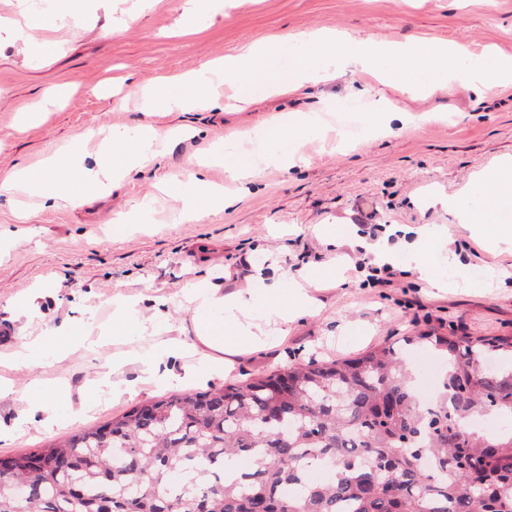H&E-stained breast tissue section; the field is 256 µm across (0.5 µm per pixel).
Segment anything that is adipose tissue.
Listing matches in <instances>:
<instances>
[{"label":"adipose tissue","mask_w":512,"mask_h":512,"mask_svg":"<svg viewBox=\"0 0 512 512\" xmlns=\"http://www.w3.org/2000/svg\"><path fill=\"white\" fill-rule=\"evenodd\" d=\"M338 65L361 71L376 70L377 79L383 85L405 87L424 94L447 87L487 94L512 88V56L471 57L460 44L378 43L321 29L297 40L284 37L249 43L237 54L225 56L212 70L202 69L186 75L180 94H173L165 85L145 89L143 108L148 112H175L199 106L202 103L199 93L213 74L231 81L240 102L250 101L258 90L267 95L286 96L305 85L327 81ZM313 124L311 114L292 112L276 117L271 126L238 131L237 137L261 143L275 142L276 149L268 153V160L291 166L300 161L301 141ZM167 138V133L155 126L142 124L129 134L113 133L105 147L113 169L118 170L150 160L156 146ZM75 166L74 156L56 157L49 160L39 176L23 170L16 172L12 185L48 200H63L74 205L86 192L103 185L96 171L85 175L78 185L55 179L56 170ZM257 296L254 288L231 295L197 290L194 297L199 307L223 310L225 320L232 326L231 332L220 337L201 335L202 344L216 352L235 354L240 342L253 336L251 314L282 326L304 308V299L299 294L286 302L273 293L262 304L258 303Z\"/></svg>","instance_id":"ef3b65f1"}]
</instances>
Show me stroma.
<instances>
[{
    "mask_svg": "<svg viewBox=\"0 0 512 512\" xmlns=\"http://www.w3.org/2000/svg\"><path fill=\"white\" fill-rule=\"evenodd\" d=\"M185 0H52L69 22L29 28L35 0H0V183L26 169L41 174L47 157L79 150L87 169L108 165L102 140L140 124L173 130L160 154L107 182L103 194L76 206L0 190V424L14 436L0 457L96 427L131 406L173 392L206 391L293 362L354 357L415 330L451 336L512 334V250H493L459 225L454 205L476 201L480 177L512 162V100L441 91L417 98L367 84L363 73L337 69L334 80L283 100L258 99L241 112L223 107L146 112L138 92L177 84L189 72L235 54L251 41L329 28L384 42L465 43L512 56V0H223L183 34ZM54 41L53 53L35 43ZM397 108L384 128L344 139L362 123L371 98ZM42 106L20 126L19 115ZM322 111L323 131L302 140L304 161L261 163L245 193L213 160L233 144L238 162L257 159L254 144L235 141L242 127H262L277 112ZM223 186L228 206L197 215L178 190L190 175ZM137 223H123L132 207ZM381 225L362 234L359 217ZM431 233L428 262L447 288L428 287L407 256ZM387 251L395 275L366 286L355 269L362 251ZM315 276L309 304L287 331L265 327L264 345L244 343L231 371L196 359V380L154 385L132 350L159 341L192 342L201 323L227 331L223 312L197 309V288L229 293L259 284L281 296ZM44 294L35 304L26 298ZM138 301L133 321L116 325L115 299ZM118 381L138 384L114 396ZM37 404L54 421L44 430L28 417Z\"/></svg>",
    "mask_w": 512,
    "mask_h": 512,
    "instance_id": "stroma-1",
    "label": "stroma"
}]
</instances>
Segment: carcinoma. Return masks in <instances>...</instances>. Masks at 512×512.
Wrapping results in <instances>:
<instances>
[{
	"label": "carcinoma",
	"instance_id": "carcinoma-1",
	"mask_svg": "<svg viewBox=\"0 0 512 512\" xmlns=\"http://www.w3.org/2000/svg\"><path fill=\"white\" fill-rule=\"evenodd\" d=\"M446 361L425 403L398 349L173 393L12 457L0 512H512V336L418 330ZM240 458L252 467L237 469ZM331 464L322 484L309 467ZM189 486L171 493L168 476Z\"/></svg>",
	"mask_w": 512,
	"mask_h": 512
}]
</instances>
